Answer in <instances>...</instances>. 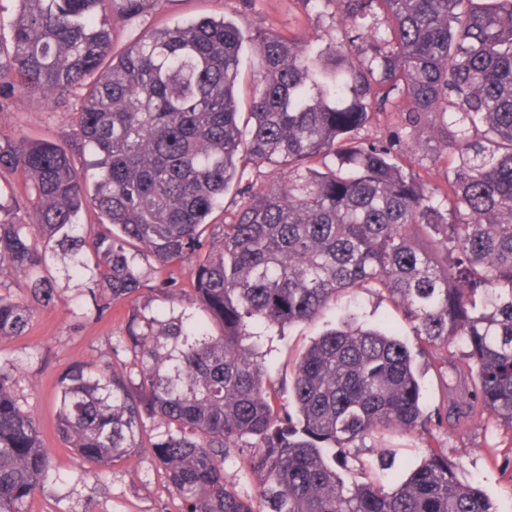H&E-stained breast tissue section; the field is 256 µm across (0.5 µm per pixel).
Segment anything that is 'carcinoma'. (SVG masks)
Returning a JSON list of instances; mask_svg holds the SVG:
<instances>
[{
    "label": "carcinoma",
    "mask_w": 512,
    "mask_h": 512,
    "mask_svg": "<svg viewBox=\"0 0 512 512\" xmlns=\"http://www.w3.org/2000/svg\"><path fill=\"white\" fill-rule=\"evenodd\" d=\"M13 2L0 90L71 100L76 127L68 144L0 135V274L28 288L0 296V337L54 300L57 259L99 316L139 298L141 259L189 266L190 287L132 309L109 359L60 378L65 447L98 471L151 448L179 512H497L441 448L391 483L348 458L366 439L429 441L450 408L512 430V0H331L326 42L201 18L120 48L112 22L150 0ZM391 112L389 139L361 136ZM417 135L448 164L443 196L405 156ZM264 165L280 180L217 222ZM358 289L412 340L349 314L272 381L254 328L313 321ZM439 355L456 395L429 410L415 357ZM15 370L0 363V512L57 482ZM232 458L254 494L228 482ZM1 281H3V283L0 287V295L13 300H22L26 298V277L22 272H13L9 277L0 276V282Z\"/></svg>",
    "instance_id": "cac0c4a2"
}]
</instances>
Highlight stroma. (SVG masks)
Wrapping results in <instances>:
<instances>
[{
  "label": "stroma",
  "mask_w": 512,
  "mask_h": 512,
  "mask_svg": "<svg viewBox=\"0 0 512 512\" xmlns=\"http://www.w3.org/2000/svg\"><path fill=\"white\" fill-rule=\"evenodd\" d=\"M202 17L224 18L244 29H274L304 40H326L336 33V9L325 2L313 6L303 0H154L140 19L115 25L114 44L122 46L145 25L182 24ZM0 133L64 142L73 135V117L69 108L48 105L36 96H5L0 98ZM346 302L367 322L405 328L392 303L379 295L359 291ZM131 308V303H118L97 317L75 285L62 279L55 300L35 312L26 335L0 338V360L16 364L15 388L38 420L60 475L57 483L35 494L30 512H178L177 500L150 458L123 459L98 473L64 448L54 430L61 375L76 364L105 361L126 331ZM340 315V310L331 309L313 322L270 332L265 347L273 379L288 381L296 355ZM434 445L459 463L462 482L480 488L497 512H512V473L503 469L505 455L512 453L511 430L490 419L452 416L436 431Z\"/></svg>",
  "instance_id": "35a3bbf8"
}]
</instances>
